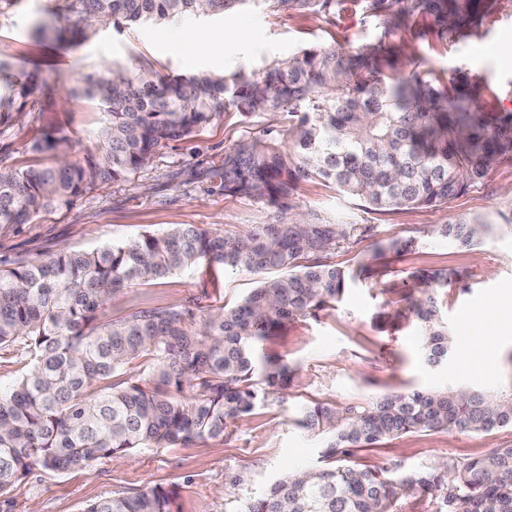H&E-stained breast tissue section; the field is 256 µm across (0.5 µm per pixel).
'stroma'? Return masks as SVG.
Wrapping results in <instances>:
<instances>
[{"label": "stroma", "mask_w": 512, "mask_h": 512, "mask_svg": "<svg viewBox=\"0 0 512 512\" xmlns=\"http://www.w3.org/2000/svg\"><path fill=\"white\" fill-rule=\"evenodd\" d=\"M44 26L42 40L33 31ZM79 26L76 16L55 0H6L0 5V61L36 74L43 106L20 122L0 125V161L25 168L43 163L30 149L34 140L62 130L71 141V160L83 159L106 123L98 102L75 98L83 75L120 65L130 75L191 77L206 73H260L309 47L334 48L350 59L388 34L398 50L396 71L442 81L466 74L477 82L475 107L512 113V0H493L491 9L467 37H442L429 17L384 28L347 0L333 17L264 8L210 16H187L165 24L101 26L85 37L57 41L60 30ZM207 29L223 42V58L190 40ZM280 112L229 110L193 136L158 148L152 164L129 180L91 190L69 205L42 210L30 223L0 232V258L37 257L56 252L93 251L150 232L195 224L227 235L246 234L271 224L277 211L267 201L224 189V156L268 126L287 125ZM290 217L315 216L337 224H369L370 236L343 243L330 263L353 272L342 298L318 317H301L266 340L261 350L287 360L293 380L282 398L267 401L244 420L230 424L223 437L170 448H142L100 459L88 469L60 473L33 469L0 494V512H83L107 496L161 486L173 490L179 512H239L262 497L285 473L318 466L324 441L296 424L300 409L312 402L343 406L389 393L436 391L473 386L496 390L512 371V335L484 316L493 300L512 302V237L469 249L441 234L455 218L481 216L502 224L512 217V161L498 163L485 180L448 205L370 213L340 194L333 183L304 180L292 193ZM413 240L400 254L376 256L378 242ZM370 274L357 275L362 265ZM445 270L454 280L439 301L455 338L446 360L429 363L414 324L393 323L404 308L413 274ZM258 274L199 264L165 278L124 289L101 313L117 320L132 313L198 304L204 309L232 306L256 288ZM485 337L496 352L491 372L465 376L460 365L474 349L467 332ZM512 445V427L471 433L421 431L357 451L362 468L386 469L389 479L439 461H461ZM241 483H231L232 475Z\"/></svg>", "instance_id": "obj_1"}]
</instances>
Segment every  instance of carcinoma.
Masks as SVG:
<instances>
[{
  "mask_svg": "<svg viewBox=\"0 0 512 512\" xmlns=\"http://www.w3.org/2000/svg\"><path fill=\"white\" fill-rule=\"evenodd\" d=\"M341 0H65L81 15L83 36L95 26L164 23L257 5L336 13ZM384 20L430 16L452 39L478 27L489 0H360ZM385 41L366 48L365 70L336 49L308 48L263 75L236 72L189 78L132 77L118 66L88 74L73 97L99 100L107 116L99 144L80 162L67 160L68 139L53 131L33 150L50 166L0 168V230L29 223L52 205L146 168L165 142L185 139L228 109L288 113V126L242 140L224 156V189L286 208L296 184L321 179L372 210L436 207L481 183L512 159V114L473 109L466 75L438 84L419 75L389 76ZM32 75L0 62V125L36 104ZM370 227L316 219L263 224L229 237L191 224L145 234L94 251L34 259H0V351H23L26 368L0 390V493L33 468L92 467L140 448H168L224 436L228 425L284 393L288 361L258 355L277 329L315 315L344 294L353 274L323 257ZM512 224L459 219L441 233L475 247ZM262 274L231 308L194 323L190 306L156 308L103 322L101 307L125 288L200 262ZM448 271L413 276L411 305L392 321L414 318L427 360L453 349L435 291ZM151 360L139 376L123 369ZM511 381L489 391L469 386L390 394L345 406L315 402L298 425L327 439L324 465L291 471L240 512H396L399 495L442 493L440 512H512V447L466 461L407 471L398 482L350 463L353 452L409 432L512 427ZM82 512H176L172 492L154 487L109 497Z\"/></svg>",
  "mask_w": 512,
  "mask_h": 512,
  "instance_id": "cac0c4a2",
  "label": "carcinoma"
}]
</instances>
